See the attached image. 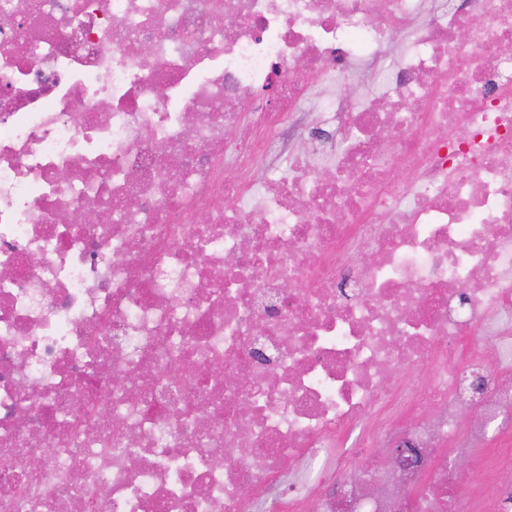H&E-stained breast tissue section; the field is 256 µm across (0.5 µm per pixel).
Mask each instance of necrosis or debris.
Listing matches in <instances>:
<instances>
[{
	"label": "necrosis or debris",
	"mask_w": 512,
	"mask_h": 512,
	"mask_svg": "<svg viewBox=\"0 0 512 512\" xmlns=\"http://www.w3.org/2000/svg\"><path fill=\"white\" fill-rule=\"evenodd\" d=\"M468 3L0 0V512H473L442 443L512 411V0ZM298 112L323 146L268 165ZM384 438L407 472L350 484Z\"/></svg>",
	"instance_id": "necrosis-or-debris-1"
}]
</instances>
